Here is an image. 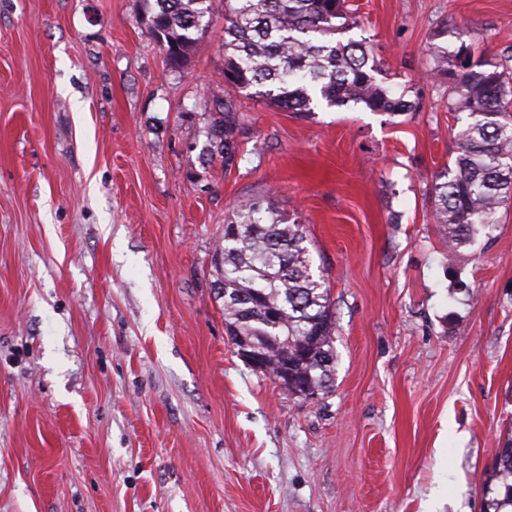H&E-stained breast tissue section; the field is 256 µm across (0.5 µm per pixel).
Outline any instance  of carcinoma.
Listing matches in <instances>:
<instances>
[{
    "mask_svg": "<svg viewBox=\"0 0 512 512\" xmlns=\"http://www.w3.org/2000/svg\"><path fill=\"white\" fill-rule=\"evenodd\" d=\"M147 33L179 66L205 38L217 11L224 12V83L253 88L252 97L287 112L361 104L371 112L402 115L420 105L419 88L396 91L374 77L379 62L350 0H141ZM430 72L448 84V111L468 119L458 133L453 164L432 181L435 223L444 228L448 258L489 234L497 211L512 196V68L474 56L466 43L450 52L431 49ZM224 116L216 149H236L238 105L219 102ZM304 226L290 224L275 200L240 201L225 219L214 250L218 288L224 297L227 334L265 348L268 373L278 376L288 353L295 385L313 383L321 392L336 371V332L330 289L316 272L305 245ZM495 471L502 498L494 512L512 507V438L497 449Z\"/></svg>",
    "mask_w": 512,
    "mask_h": 512,
    "instance_id": "carcinoma-1",
    "label": "carcinoma"
}]
</instances>
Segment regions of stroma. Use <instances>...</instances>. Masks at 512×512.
<instances>
[{
    "mask_svg": "<svg viewBox=\"0 0 512 512\" xmlns=\"http://www.w3.org/2000/svg\"><path fill=\"white\" fill-rule=\"evenodd\" d=\"M355 3L418 111L257 102L219 15L173 69L140 0H0V512H493L512 200L447 261L428 188L466 121L425 77L434 45L503 59L512 0ZM270 193L330 288L314 402L245 362L216 290L225 218ZM219 107H222L225 113L222 112L224 116L219 132L215 131L216 149L219 153L227 155V161H230L232 152L236 149L235 131L238 125L237 112H240V109L231 99H226L224 102L219 101Z\"/></svg>",
    "mask_w": 512,
    "mask_h": 512,
    "instance_id": "stroma-1",
    "label": "stroma"
}]
</instances>
